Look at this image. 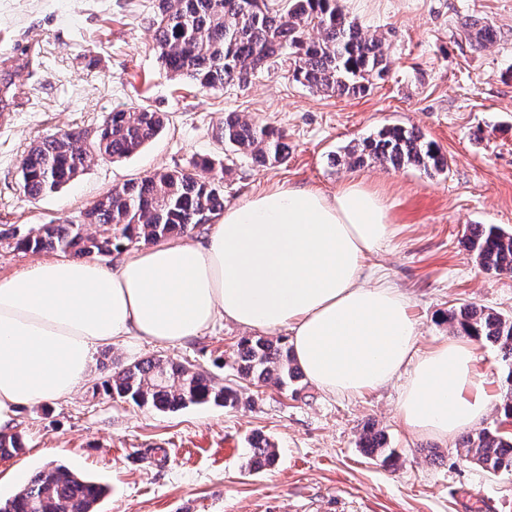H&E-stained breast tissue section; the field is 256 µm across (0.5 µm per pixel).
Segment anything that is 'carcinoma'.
<instances>
[{"label": "carcinoma", "mask_w": 512, "mask_h": 512, "mask_svg": "<svg viewBox=\"0 0 512 512\" xmlns=\"http://www.w3.org/2000/svg\"><path fill=\"white\" fill-rule=\"evenodd\" d=\"M160 66L174 77L202 89L227 83L246 85L255 74L285 53L294 57L293 79L313 92L357 95L384 79L388 61L384 42L362 32L347 20L338 0H289L284 13L273 11L268 0H155L152 19ZM465 38L476 48L494 43V29L476 21L464 27ZM20 64L0 73V112L4 111ZM161 113L147 107L114 111L98 127L93 139L80 131L47 136L22 159L20 182L24 193L36 199L61 190L98 159L126 158L154 139L163 129ZM220 138L224 151L246 154L261 166L288 157L287 134L268 124L251 121L238 112L224 113ZM353 165L367 162L383 167L413 165L442 172L448 161L431 141L399 126L383 129L346 149ZM224 166L209 158L187 168L156 172L139 181L116 185L85 213L97 234H85L82 224H42L26 230L0 228V245L31 252H78L107 256L141 243H157L184 235L213 222L224 213ZM463 239L483 270L512 274V232L493 224H472ZM456 336L487 343L508 368L512 386V319L474 303L448 313ZM238 377L270 382L280 389L302 378L290 351L268 338H244L238 343ZM103 393L137 406L176 411L206 403L235 407L237 391L182 364L149 359L118 367L100 382ZM24 448L18 432L0 431V458ZM248 466H272L275 444L256 436L250 440ZM370 458L393 461L383 431L370 426L361 439ZM457 453L489 474L512 472V433L501 427L482 428L463 435ZM107 487L63 463L50 464L34 475L24 493L0 504V512H98Z\"/></svg>", "instance_id": "1"}]
</instances>
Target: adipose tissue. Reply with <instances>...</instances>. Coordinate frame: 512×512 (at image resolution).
<instances>
[{"instance_id": "ef3b65f1", "label": "adipose tissue", "mask_w": 512, "mask_h": 512, "mask_svg": "<svg viewBox=\"0 0 512 512\" xmlns=\"http://www.w3.org/2000/svg\"><path fill=\"white\" fill-rule=\"evenodd\" d=\"M391 235L379 191L283 186L225 210L199 238L93 260H43L0 279V429L19 408L70 398L95 353L135 336L176 345L216 322L286 329L294 362L332 395L400 381L398 417L448 440L481 422L473 342L419 348L410 298L366 264Z\"/></svg>"}]
</instances>
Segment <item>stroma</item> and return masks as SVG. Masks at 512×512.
<instances>
[{
    "mask_svg": "<svg viewBox=\"0 0 512 512\" xmlns=\"http://www.w3.org/2000/svg\"><path fill=\"white\" fill-rule=\"evenodd\" d=\"M364 32L383 37L384 80L357 96L311 92L288 59L250 84L201 90L159 64L150 19L154 0H0V65L25 64L0 121V225L79 223L112 188L207 157L222 162L217 133L228 112L283 129L288 159L261 167L237 156L224 173V205L280 186L333 195L356 179L382 191L393 230L376 266L412 300L419 345L447 340L449 310L474 303L512 317V276L484 271L463 244L471 224L512 232V0H339ZM490 22L493 45L474 49L464 23ZM148 107L163 130L131 156L99 160L61 191L27 197L19 179L27 151L48 135L93 132L115 110ZM389 125L419 131L448 159L443 172L405 165L350 166L345 147ZM244 332L222 322L174 346L129 339L97 351L88 379L69 399L22 407L13 431L28 446L0 461V501L31 476L65 462L109 492L99 512H512V473L489 474L462 460L457 439L413 434L397 417L398 384L356 397L306 384L299 394L239 379ZM500 418L508 384L496 352L478 345ZM161 358L190 364L236 389L235 408L173 412L103 394L105 366ZM399 455L389 465L359 446L367 424ZM275 443L274 467L247 466L249 438Z\"/></svg>",
    "mask_w": 512,
    "mask_h": 512,
    "instance_id": "35a3bbf8",
    "label": "stroma"
}]
</instances>
